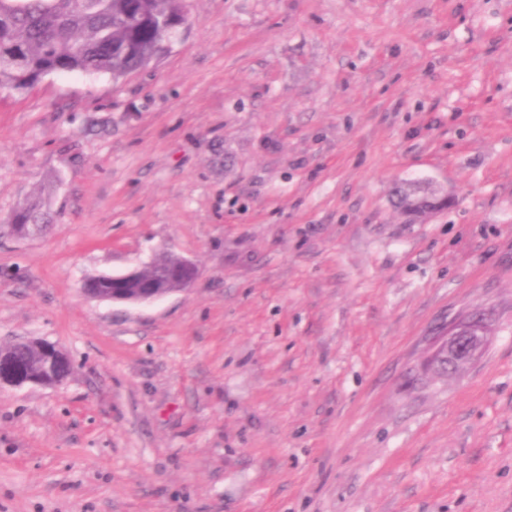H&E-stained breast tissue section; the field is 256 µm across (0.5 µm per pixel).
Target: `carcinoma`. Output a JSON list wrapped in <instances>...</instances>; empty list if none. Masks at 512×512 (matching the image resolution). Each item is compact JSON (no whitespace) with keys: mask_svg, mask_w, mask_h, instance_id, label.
<instances>
[{"mask_svg":"<svg viewBox=\"0 0 512 512\" xmlns=\"http://www.w3.org/2000/svg\"><path fill=\"white\" fill-rule=\"evenodd\" d=\"M183 0H0V89L24 92L52 74H108L114 80L149 65L168 35L184 21ZM396 202L418 219L441 203L428 185L403 183ZM52 215L38 198L27 201L8 218L40 233ZM179 259L157 257L145 269L147 279H160ZM13 353L36 372L38 355L18 341Z\"/></svg>","mask_w":512,"mask_h":512,"instance_id":"1","label":"carcinoma"}]
</instances>
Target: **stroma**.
Returning <instances> with one entry per match:
<instances>
[{"mask_svg":"<svg viewBox=\"0 0 512 512\" xmlns=\"http://www.w3.org/2000/svg\"><path fill=\"white\" fill-rule=\"evenodd\" d=\"M185 4L121 80L0 90V222L56 216L0 231V345L73 360L0 388V512H512V0ZM163 253L193 288L82 292ZM396 202L403 213L418 219L436 210L440 206L441 198L428 185L403 183L398 187ZM51 221L52 215L50 211L45 208L39 198L27 201L8 218L11 233L18 239L30 238L28 233L20 229V225L30 224L28 226L29 233L36 234L42 232L46 224H50ZM179 260L181 263L170 277L179 282V288H159L157 282L139 288H129L136 285L140 279L142 269H134L120 275H98L100 279L112 280V284L115 283L118 286L117 288H112V285L98 281L94 276L85 280L86 288H83V291L91 298L111 301L112 303L141 304L153 302L166 297L173 291L187 290L193 287L197 276L194 263L190 260L179 259L170 255H160L157 257L156 261L153 262L155 265L152 264L146 268L143 276L146 279L161 281V273L171 271ZM159 267H162V272L159 271ZM92 288H112V292H97L92 291ZM448 336L434 356L448 353V360L452 362L455 371L471 364L479 356L485 341L484 336L475 334L472 328L457 323L448 328Z\"/></svg>","mask_w":512,"mask_h":512,"instance_id":"1","label":"stroma"}]
</instances>
